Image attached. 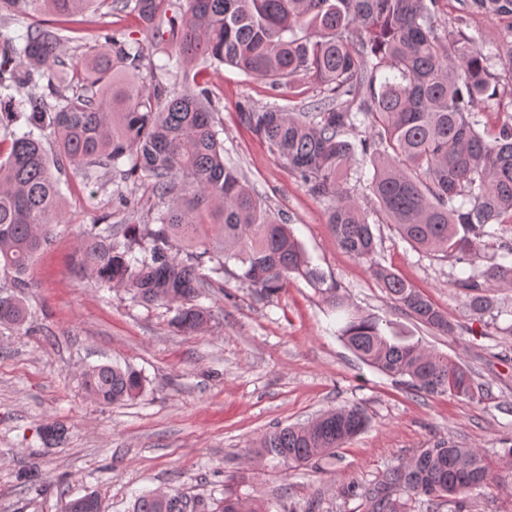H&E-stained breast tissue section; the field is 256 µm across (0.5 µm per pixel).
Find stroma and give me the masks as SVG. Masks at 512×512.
<instances>
[{
	"instance_id": "1",
	"label": "stroma",
	"mask_w": 512,
	"mask_h": 512,
	"mask_svg": "<svg viewBox=\"0 0 512 512\" xmlns=\"http://www.w3.org/2000/svg\"><path fill=\"white\" fill-rule=\"evenodd\" d=\"M141 42L132 17L98 14L78 24L69 55L95 51L106 29ZM224 159L236 166L274 216L290 225L326 284L351 309L372 314L385 333L411 336L466 367L472 396H427L404 388L363 363L340 340L345 316L331 311L316 288L291 279L271 298L259 297L228 266L222 287L205 304L210 321L193 334L172 323V304H142L120 289L94 285L75 264L95 224L121 227L148 219L159 201L147 188L121 205L119 174L88 189L65 166L56 176L65 223L53 226L34 259L24 299V327H0V512H62L66 500L96 493L108 512H132L144 491H177L192 512H213L224 481L278 512H365L350 485L375 482L420 449L449 438L479 449L495 478L471 492L467 512H512V318L478 317L455 285L463 266L400 239L390 224L374 227L376 258L392 268L456 324L444 335L395 311L367 264L349 257L328 225L325 201L270 153L241 122L248 106L305 111L320 92L301 82L277 90L224 65L211 73ZM112 363L141 372L142 394L101 405L84 393L80 375ZM358 406L368 427L337 449L321 468H284L247 449L275 426L303 424L322 412ZM61 423L65 442L48 448L40 427Z\"/></svg>"
}]
</instances>
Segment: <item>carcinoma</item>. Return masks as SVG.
Instances as JSON below:
<instances>
[{
  "mask_svg": "<svg viewBox=\"0 0 512 512\" xmlns=\"http://www.w3.org/2000/svg\"><path fill=\"white\" fill-rule=\"evenodd\" d=\"M458 2L460 13L440 26L442 0H0V145L7 144L0 154V273L20 292L32 287L33 259L63 222L58 183L34 134L50 129L56 162L75 167L85 185L116 172L167 200L144 224L116 233L92 225L81 265L94 284L122 289L138 303L176 304L174 323L188 333L210 319L198 301L231 261L238 278L266 298L301 277L334 311L346 310L288 225L224 162L204 76L228 64L273 88L307 81L324 90L305 112L262 106L242 116L276 159L329 202L337 245L369 265L395 310L453 331L446 312L377 261L369 214L348 187L364 181L366 164L381 220L412 246L471 265L456 286L473 314L492 310L489 285H512V244L502 242L484 268L471 256L484 238L512 225V112L492 125L482 120L502 82L512 83V46L481 44L463 25L475 13L512 19V0ZM103 8L137 18L152 45H174L175 66H156L149 46L112 30L102 32L91 56L61 55L62 42L77 40V18ZM20 19L26 30L13 36L8 25ZM28 317L22 298L0 296V325L21 328ZM339 336L365 364L419 394L472 395L463 365L410 336L385 335L372 315L348 313ZM81 386L91 400L117 404L136 399L144 379L101 364L82 372ZM367 423L362 408L338 407L302 426L273 428L254 453L287 468L317 466ZM491 481L480 450L440 440L387 469L360 496L367 512H414L421 496L429 512L450 504L462 512L461 495ZM63 512L106 507L88 492ZM133 512H170V505L148 492ZM217 512L272 510L229 488Z\"/></svg>",
  "mask_w": 512,
  "mask_h": 512,
  "instance_id": "carcinoma-1",
  "label": "carcinoma"
}]
</instances>
